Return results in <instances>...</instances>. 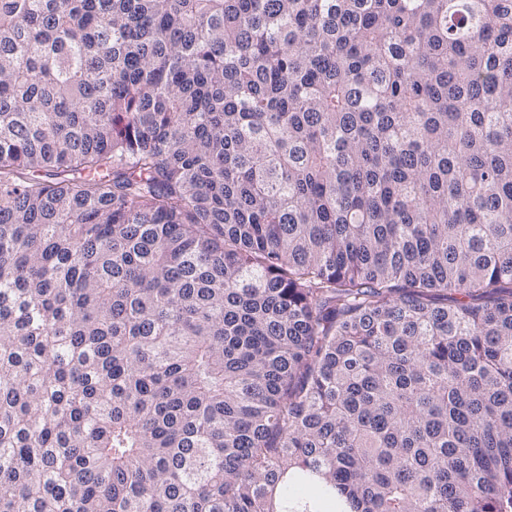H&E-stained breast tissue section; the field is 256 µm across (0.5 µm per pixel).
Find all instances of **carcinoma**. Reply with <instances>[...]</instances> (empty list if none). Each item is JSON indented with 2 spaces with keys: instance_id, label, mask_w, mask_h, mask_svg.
I'll return each mask as SVG.
<instances>
[{
  "instance_id": "1",
  "label": "carcinoma",
  "mask_w": 512,
  "mask_h": 512,
  "mask_svg": "<svg viewBox=\"0 0 512 512\" xmlns=\"http://www.w3.org/2000/svg\"><path fill=\"white\" fill-rule=\"evenodd\" d=\"M0 512H512V0H0Z\"/></svg>"
}]
</instances>
